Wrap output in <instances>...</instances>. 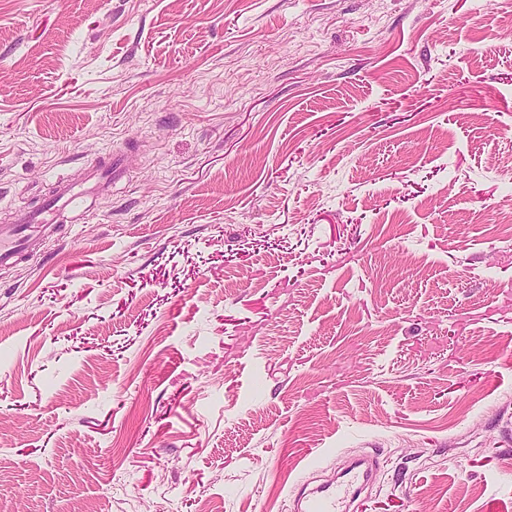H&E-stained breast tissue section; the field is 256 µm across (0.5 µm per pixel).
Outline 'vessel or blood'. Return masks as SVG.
Listing matches in <instances>:
<instances>
[{
  "mask_svg": "<svg viewBox=\"0 0 512 512\" xmlns=\"http://www.w3.org/2000/svg\"><path fill=\"white\" fill-rule=\"evenodd\" d=\"M128 166V152L115 149L90 162L80 177L56 178L49 194L38 205L25 208L14 223L0 224V267L18 264L26 257L33 233L59 223L66 212L86 211L88 200L124 178ZM377 468L376 456L367 454L318 486L300 488L294 499L295 512H350Z\"/></svg>",
  "mask_w": 512,
  "mask_h": 512,
  "instance_id": "1",
  "label": "vessel or blood"
}]
</instances>
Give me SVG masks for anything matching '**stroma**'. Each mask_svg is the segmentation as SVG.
<instances>
[{"label":"stroma","mask_w":512,"mask_h":512,"mask_svg":"<svg viewBox=\"0 0 512 512\" xmlns=\"http://www.w3.org/2000/svg\"><path fill=\"white\" fill-rule=\"evenodd\" d=\"M0 512H512V0H0ZM129 157L128 151L112 149L105 157L90 162L79 178L57 177L38 205L21 211L13 224H0V267L20 263L27 255L32 234L58 224L64 213L89 211V199L109 191L111 184L125 177ZM378 468L375 455L366 454L344 471L314 488L301 487L294 499L296 512H351L356 497L371 483Z\"/></svg>","instance_id":"stroma-1"}]
</instances>
